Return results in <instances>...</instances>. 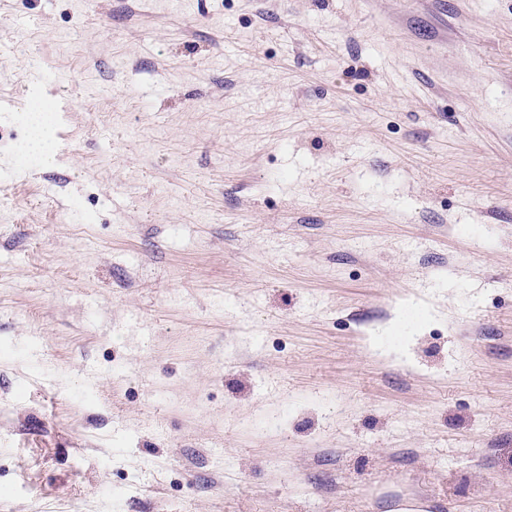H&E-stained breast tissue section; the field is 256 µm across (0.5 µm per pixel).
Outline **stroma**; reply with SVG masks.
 Listing matches in <instances>:
<instances>
[{
  "instance_id": "stroma-1",
  "label": "stroma",
  "mask_w": 512,
  "mask_h": 512,
  "mask_svg": "<svg viewBox=\"0 0 512 512\" xmlns=\"http://www.w3.org/2000/svg\"><path fill=\"white\" fill-rule=\"evenodd\" d=\"M1 98L0 512H512V0H0Z\"/></svg>"
}]
</instances>
